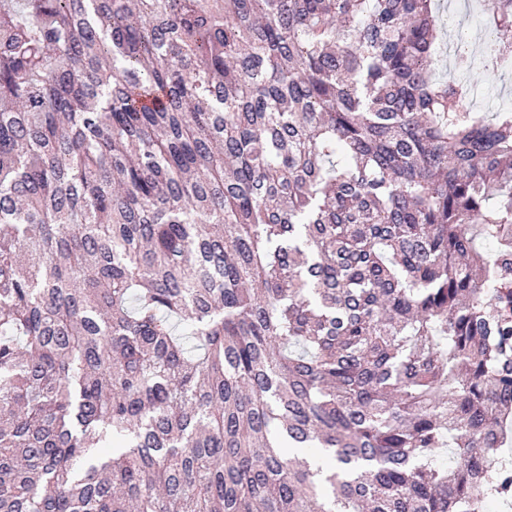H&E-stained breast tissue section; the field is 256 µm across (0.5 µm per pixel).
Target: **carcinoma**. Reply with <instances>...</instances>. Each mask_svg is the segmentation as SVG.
I'll list each match as a JSON object with an SVG mask.
<instances>
[{
  "mask_svg": "<svg viewBox=\"0 0 512 512\" xmlns=\"http://www.w3.org/2000/svg\"><path fill=\"white\" fill-rule=\"evenodd\" d=\"M435 2L0 0V512L512 506V113Z\"/></svg>",
  "mask_w": 512,
  "mask_h": 512,
  "instance_id": "carcinoma-1",
  "label": "carcinoma"
}]
</instances>
